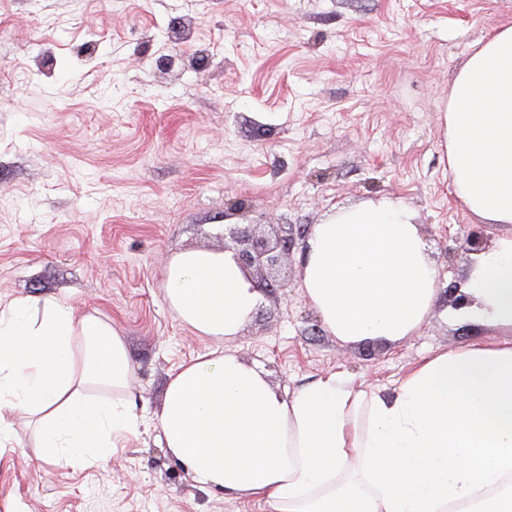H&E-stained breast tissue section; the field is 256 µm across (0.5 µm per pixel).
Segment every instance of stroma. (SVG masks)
Listing matches in <instances>:
<instances>
[{
  "label": "stroma",
  "mask_w": 512,
  "mask_h": 512,
  "mask_svg": "<svg viewBox=\"0 0 512 512\" xmlns=\"http://www.w3.org/2000/svg\"><path fill=\"white\" fill-rule=\"evenodd\" d=\"M512 25V0H0V307L37 295L98 312L124 339L136 426L107 462L48 460L13 414L0 512H267L193 481L157 417L185 363L220 350L282 394L339 374L390 391L428 353L508 341L454 314L468 234L443 109L473 46ZM180 66L160 71L171 49ZM394 198L441 269L413 335L346 344L300 288L262 296L236 336H198L166 299L176 252L223 250L225 224L299 234Z\"/></svg>",
  "instance_id": "stroma-1"
}]
</instances>
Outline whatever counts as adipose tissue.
Here are the masks:
<instances>
[{
  "mask_svg": "<svg viewBox=\"0 0 512 512\" xmlns=\"http://www.w3.org/2000/svg\"><path fill=\"white\" fill-rule=\"evenodd\" d=\"M457 196L486 224H512V25L478 43L444 110ZM301 288L345 343L414 334L437 299L439 268L408 209L384 199L313 225ZM167 300L199 336L236 335L260 299L231 254L188 249L165 266ZM460 317L512 327V234L473 254ZM125 342L93 313L32 297L0 309V447L5 413L34 418L46 458L108 459L137 423L125 402ZM167 448L196 482L264 500L268 512H512V341L433 353L392 395L336 375L292 395L231 353L169 381Z\"/></svg>",
  "mask_w": 512,
  "mask_h": 512,
  "instance_id": "obj_1",
  "label": "adipose tissue"
}]
</instances>
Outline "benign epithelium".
<instances>
[{
	"label": "benign epithelium",
	"instance_id": "obj_1",
	"mask_svg": "<svg viewBox=\"0 0 512 512\" xmlns=\"http://www.w3.org/2000/svg\"><path fill=\"white\" fill-rule=\"evenodd\" d=\"M235 247H224L248 274L254 287L273 293L287 288V283L278 276L282 260L294 246L288 236L268 237L257 233L255 224H237L231 231Z\"/></svg>",
	"mask_w": 512,
	"mask_h": 512
}]
</instances>
